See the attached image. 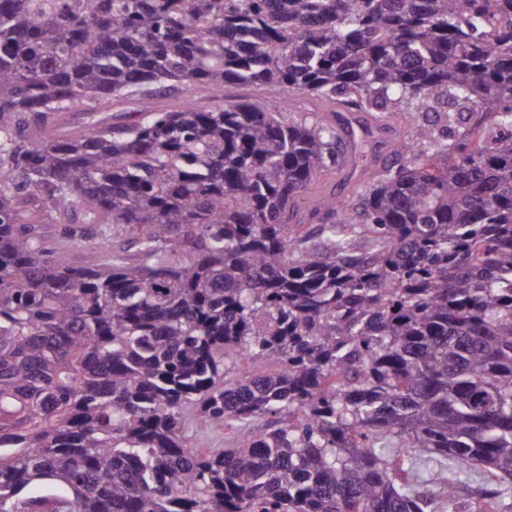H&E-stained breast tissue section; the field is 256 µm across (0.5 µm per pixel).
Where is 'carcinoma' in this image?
I'll return each instance as SVG.
<instances>
[{
    "mask_svg": "<svg viewBox=\"0 0 512 512\" xmlns=\"http://www.w3.org/2000/svg\"><path fill=\"white\" fill-rule=\"evenodd\" d=\"M396 119L354 201L303 209ZM472 482L505 512L512 0H0V512H458Z\"/></svg>",
    "mask_w": 512,
    "mask_h": 512,
    "instance_id": "obj_1",
    "label": "carcinoma"
}]
</instances>
